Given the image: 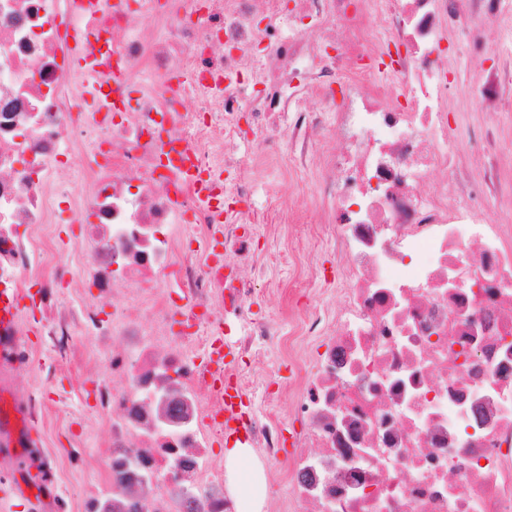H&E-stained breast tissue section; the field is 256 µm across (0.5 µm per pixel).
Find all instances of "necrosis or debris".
Returning <instances> with one entry per match:
<instances>
[{
	"label": "necrosis or debris",
	"mask_w": 512,
	"mask_h": 512,
	"mask_svg": "<svg viewBox=\"0 0 512 512\" xmlns=\"http://www.w3.org/2000/svg\"><path fill=\"white\" fill-rule=\"evenodd\" d=\"M76 8L0 0V288L21 290L20 326L46 343L22 351L24 424L48 427L57 367L86 337L108 367L90 379L100 478L70 512H239L210 453L224 394L207 364L226 331L250 358L231 367L239 388L264 395L246 432L264 483L288 488L271 512H512V226L483 202L493 133L477 176L446 148L450 90L512 106V66H486L479 40L512 25V0H123L84 16L99 57L83 74ZM462 34L475 78L454 85L445 45ZM116 69L108 110L94 91ZM242 112L265 137L225 151ZM176 147L223 213L157 172ZM273 156L316 159L300 191L340 260L329 287L284 301L286 330L248 314L240 270L273 227L234 208ZM80 159L82 180L59 182ZM33 451L62 485L90 462L77 440Z\"/></svg>",
	"instance_id": "obj_1"
}]
</instances>
